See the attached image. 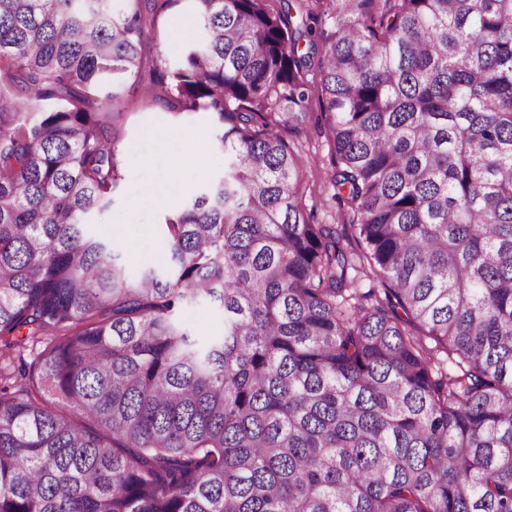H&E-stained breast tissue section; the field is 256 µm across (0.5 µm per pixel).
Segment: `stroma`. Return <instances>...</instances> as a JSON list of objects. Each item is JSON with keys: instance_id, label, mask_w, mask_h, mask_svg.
<instances>
[{"instance_id": "1", "label": "stroma", "mask_w": 512, "mask_h": 512, "mask_svg": "<svg viewBox=\"0 0 512 512\" xmlns=\"http://www.w3.org/2000/svg\"><path fill=\"white\" fill-rule=\"evenodd\" d=\"M193 13L192 0H183L180 6V24H173L171 11L157 12L142 44L140 78L120 85L110 99L101 91L91 93L92 111L117 115L115 147L122 178L109 208L93 218L90 231L95 237L112 242L133 278L145 269L163 270L169 266L166 219L224 173V155L207 113L164 111L152 106L141 92L142 83L149 81L159 58L177 57L183 40L181 31L192 28ZM162 133L167 141L160 149L156 140ZM302 142L306 175L311 182V191L305 197L306 207L313 210L319 223L335 225L343 234L344 251H353L356 243L344 233L345 212L334 199V190L327 181L331 165L326 140L309 125L303 132ZM165 171L178 180L179 193L163 203L144 200L146 188Z\"/></svg>"}]
</instances>
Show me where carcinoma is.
<instances>
[{
    "mask_svg": "<svg viewBox=\"0 0 512 512\" xmlns=\"http://www.w3.org/2000/svg\"><path fill=\"white\" fill-rule=\"evenodd\" d=\"M158 1L0 0V512H512V0H193L146 94L224 174L132 279L89 91ZM314 69L351 261L282 134ZM195 336H220L224 333V317L213 306L188 310L182 314Z\"/></svg>",
    "mask_w": 512,
    "mask_h": 512,
    "instance_id": "carcinoma-1",
    "label": "carcinoma"
}]
</instances>
